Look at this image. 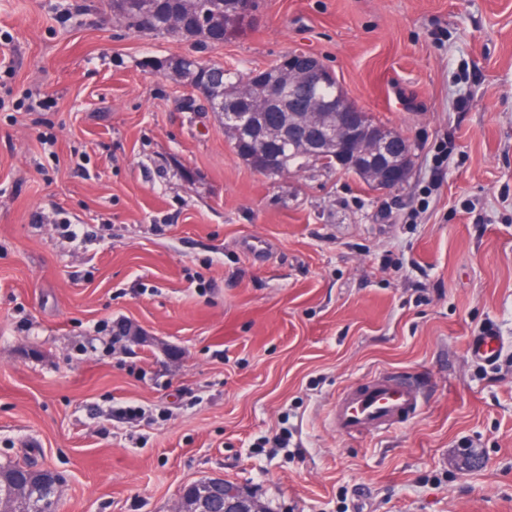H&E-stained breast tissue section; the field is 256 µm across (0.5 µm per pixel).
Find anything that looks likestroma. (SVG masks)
<instances>
[{"label":"stroma","mask_w":512,"mask_h":512,"mask_svg":"<svg viewBox=\"0 0 512 512\" xmlns=\"http://www.w3.org/2000/svg\"><path fill=\"white\" fill-rule=\"evenodd\" d=\"M297 48L409 140L399 190L253 172L145 65L192 42L111 0H0V463L57 471L58 512H171L216 475L270 512H512V0H261L196 53ZM391 369L433 376L424 411L337 433ZM501 338L495 330H486L481 336H474L469 341V353L472 357L489 362L499 351Z\"/></svg>","instance_id":"stroma-1"}]
</instances>
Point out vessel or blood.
Returning a JSON list of instances; mask_svg holds the SVG:
<instances>
[{"instance_id": "vessel-or-blood-1", "label": "vessel or blood", "mask_w": 512, "mask_h": 512, "mask_svg": "<svg viewBox=\"0 0 512 512\" xmlns=\"http://www.w3.org/2000/svg\"><path fill=\"white\" fill-rule=\"evenodd\" d=\"M501 338L488 330L469 341L472 357L489 362L500 348ZM429 383L419 373L391 370L363 380L336 400L330 421L346 436L389 431L417 417L424 409Z\"/></svg>"}]
</instances>
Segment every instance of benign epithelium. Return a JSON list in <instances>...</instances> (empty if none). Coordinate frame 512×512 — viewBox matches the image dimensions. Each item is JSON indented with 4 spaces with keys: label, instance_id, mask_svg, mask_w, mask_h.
I'll return each mask as SVG.
<instances>
[{
    "label": "benign epithelium",
    "instance_id": "1",
    "mask_svg": "<svg viewBox=\"0 0 512 512\" xmlns=\"http://www.w3.org/2000/svg\"><path fill=\"white\" fill-rule=\"evenodd\" d=\"M257 13L254 0H233V10L213 18L210 23H231L236 20L252 21ZM277 59L263 69L262 105L288 106V120L274 124L258 123L257 116L225 105L209 95L194 82L193 73L186 70L182 80L190 93L184 101L203 106L206 111L224 113V133L229 136L249 135L255 143L263 145L275 139L287 145L301 158L314 160L331 154L339 169L354 176L368 178L377 191L400 189L409 176L410 144L396 131L370 125L365 112L344 100V91L336 86V98L327 100L316 91L333 81L332 70L318 58L304 55L301 62ZM303 85L310 95L303 101L296 99L294 87ZM194 496L179 498L176 512H212L218 501L224 502V512H263L255 499H248L243 489H227L222 476L192 485Z\"/></svg>",
    "mask_w": 512,
    "mask_h": 512
}]
</instances>
